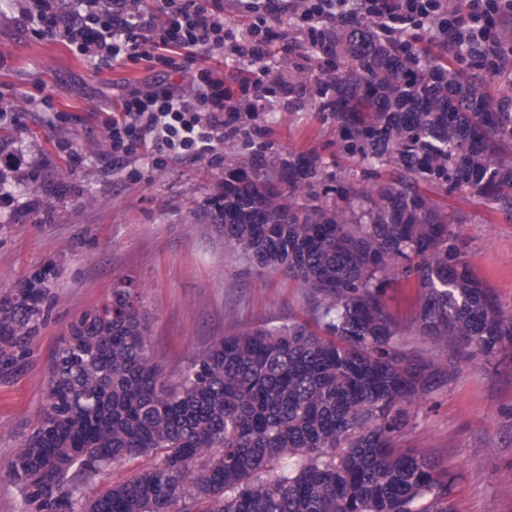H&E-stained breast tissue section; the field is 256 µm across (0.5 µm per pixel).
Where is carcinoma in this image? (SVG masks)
Here are the masks:
<instances>
[{
	"label": "carcinoma",
	"instance_id": "1",
	"mask_svg": "<svg viewBox=\"0 0 512 512\" xmlns=\"http://www.w3.org/2000/svg\"><path fill=\"white\" fill-rule=\"evenodd\" d=\"M447 49L391 40L371 20L311 44L299 88L313 86L312 106L366 184L252 141L207 209L226 244L306 289L316 322L226 336L170 375L139 293L116 284L62 337L9 463L25 512H456L453 475L399 436L460 359L490 364L512 345V314L474 274L447 206L419 185L512 212V48L493 51L491 76L451 67ZM496 80L511 91L492 93ZM54 278L45 266L0 295L1 370L45 325ZM402 280L421 291L417 333L448 359L403 347L384 304ZM133 455L152 463L88 492Z\"/></svg>",
	"mask_w": 512,
	"mask_h": 512
}]
</instances>
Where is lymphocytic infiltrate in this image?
Segmentation results:
<instances>
[{
  "label": "lymphocytic infiltrate",
  "mask_w": 512,
  "mask_h": 512,
  "mask_svg": "<svg viewBox=\"0 0 512 512\" xmlns=\"http://www.w3.org/2000/svg\"><path fill=\"white\" fill-rule=\"evenodd\" d=\"M255 22L242 37L224 27V0L204 8L200 0H28L19 16L39 36L73 47L94 70L115 63L150 62L180 75L178 81L152 79L121 95V110L102 120L103 140L113 160L147 151L157 164L186 158L221 161L224 145L241 134L249 113L239 111L237 94L253 106L270 108V71L263 44L274 22L289 16L310 38L335 30L337 23L380 20L393 38L420 30L437 35L452 30L456 52L469 55L499 42L512 28V0H468L457 12L449 0H235ZM229 49L235 62L256 69L257 77L238 89L213 69L195 64L200 51Z\"/></svg>",
  "instance_id": "lymphocytic-infiltrate-1"
}]
</instances>
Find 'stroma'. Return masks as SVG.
<instances>
[{
	"mask_svg": "<svg viewBox=\"0 0 512 512\" xmlns=\"http://www.w3.org/2000/svg\"><path fill=\"white\" fill-rule=\"evenodd\" d=\"M274 29L276 105L257 119L271 155L313 153L327 172L358 182L337 152L332 122L288 89L299 74L295 48L307 37L284 20ZM153 74L145 61L93 73L64 43L24 27L15 0H0V93L19 98L28 130L17 143L11 120L1 119L0 150L22 148L38 172L34 181L6 182L20 211L0 213V291L45 265L57 271L47 323L25 358L0 370V512H24L7 468L44 402L56 345L73 320L110 299L114 282L137 286L153 355L171 374L217 339L314 316L305 289L283 273L256 270L207 216L223 169L205 159L157 166L145 155L117 165L103 155L101 113ZM58 112L80 121L53 123ZM60 139L71 141L72 153L58 149ZM68 166L74 176L61 181L58 171ZM446 202L475 273L512 313V214L458 192ZM419 296L416 284L399 282L385 301L407 348L444 361L446 350L412 327ZM402 445L454 473L457 512H512V347L490 365L461 362L457 377L421 402Z\"/></svg>",
	"mask_w": 512,
	"mask_h": 512,
	"instance_id": "1",
	"label": "stroma"
}]
</instances>
